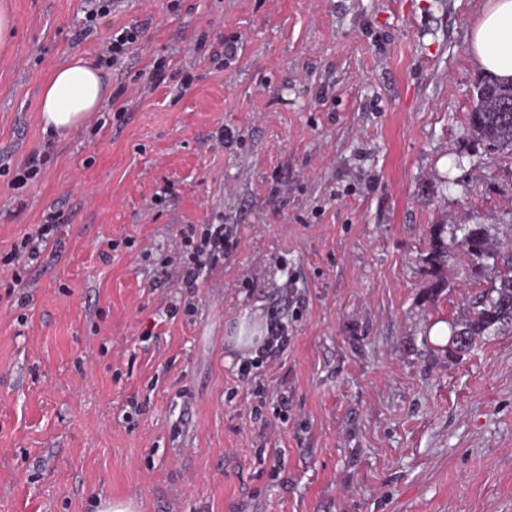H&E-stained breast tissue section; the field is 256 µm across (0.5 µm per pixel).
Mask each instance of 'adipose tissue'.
Listing matches in <instances>:
<instances>
[{
  "mask_svg": "<svg viewBox=\"0 0 512 512\" xmlns=\"http://www.w3.org/2000/svg\"><path fill=\"white\" fill-rule=\"evenodd\" d=\"M474 68L503 83L512 82V0H483L467 41ZM109 90L99 71L74 57L58 66L44 83L39 112L45 131L64 134L99 111ZM266 334L250 312L237 319L230 341L240 359L256 358Z\"/></svg>",
  "mask_w": 512,
  "mask_h": 512,
  "instance_id": "ef3b65f1",
  "label": "adipose tissue"
}]
</instances>
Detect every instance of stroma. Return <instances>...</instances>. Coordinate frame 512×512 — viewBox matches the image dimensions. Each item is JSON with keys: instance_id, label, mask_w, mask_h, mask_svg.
<instances>
[{"instance_id": "35a3bbf8", "label": "stroma", "mask_w": 512, "mask_h": 512, "mask_svg": "<svg viewBox=\"0 0 512 512\" xmlns=\"http://www.w3.org/2000/svg\"><path fill=\"white\" fill-rule=\"evenodd\" d=\"M481 3L0 0V256L64 223L20 290L0 269V512H512V328L451 353L431 327L489 284L423 262L435 224L512 236V156L466 124ZM124 25L108 102L45 133L52 70ZM188 224L239 242L193 288ZM245 308L288 327L286 416L227 361Z\"/></svg>"}]
</instances>
